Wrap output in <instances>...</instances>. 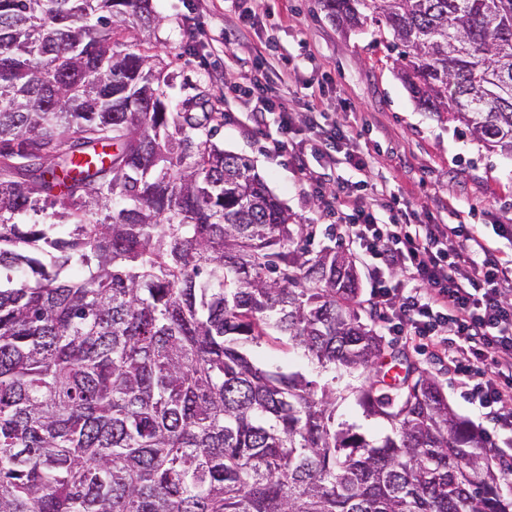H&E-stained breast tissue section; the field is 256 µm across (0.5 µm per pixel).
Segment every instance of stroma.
Wrapping results in <instances>:
<instances>
[{
  "mask_svg": "<svg viewBox=\"0 0 512 512\" xmlns=\"http://www.w3.org/2000/svg\"><path fill=\"white\" fill-rule=\"evenodd\" d=\"M162 18L146 37L173 77L168 96L177 111L214 113V142L250 157L270 191L294 223L308 225L311 252L354 249L336 234L334 218L312 192L288 154H275L282 134L281 108L292 112L297 139L313 137L303 123L318 103L328 126L349 125L357 148L372 168L361 194L373 199L379 183L426 219L435 203L440 224L482 226L492 246L512 254V242L495 234L512 229V155L485 149L458 122L421 111L401 82L391 58L376 44L377 28L339 26L321 0H235L233 15L248 26L247 43L224 39V0H153ZM285 61L287 85L273 84L264 124L248 121L252 105L254 57ZM391 343L441 384L450 408L469 421L478 415L463 400L446 363L417 341L391 336ZM257 361L272 371L316 370L297 352L272 344L253 348Z\"/></svg>",
  "mask_w": 512,
  "mask_h": 512,
  "instance_id": "35a3bbf8",
  "label": "stroma"
}]
</instances>
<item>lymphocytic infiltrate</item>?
I'll return each mask as SVG.
<instances>
[{"mask_svg": "<svg viewBox=\"0 0 512 512\" xmlns=\"http://www.w3.org/2000/svg\"><path fill=\"white\" fill-rule=\"evenodd\" d=\"M322 114L310 109L308 129L317 142L293 143L294 161L316 196L336 215L340 237L365 259L369 302L390 331L427 341L448 356L469 403L499 429L491 448L512 473V264L488 245L485 234L465 224H424L409 207L382 199L366 202L347 179L325 194L328 174L349 167L369 175L366 157L355 148L351 128L324 130ZM391 217H383V210ZM464 237L463 249L451 248ZM399 273L408 294L390 288L387 276Z\"/></svg>", "mask_w": 512, "mask_h": 512, "instance_id": "f902f5d3", "label": "lymphocytic infiltrate"}]
</instances>
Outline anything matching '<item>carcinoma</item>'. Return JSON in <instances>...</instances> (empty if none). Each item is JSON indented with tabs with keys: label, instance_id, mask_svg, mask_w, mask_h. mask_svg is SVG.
<instances>
[{
	"label": "carcinoma",
	"instance_id": "1",
	"mask_svg": "<svg viewBox=\"0 0 512 512\" xmlns=\"http://www.w3.org/2000/svg\"><path fill=\"white\" fill-rule=\"evenodd\" d=\"M418 107L512 154V0H322ZM152 0H0V512H512L485 439L212 115ZM304 351L322 381L249 347ZM385 419L336 422V379Z\"/></svg>",
	"mask_w": 512,
	"mask_h": 512
}]
</instances>
